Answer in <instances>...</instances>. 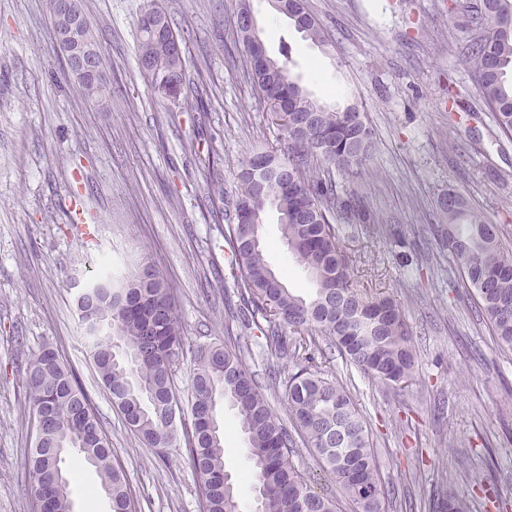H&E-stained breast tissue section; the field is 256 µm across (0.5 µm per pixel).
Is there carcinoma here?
<instances>
[{
    "label": "carcinoma",
    "mask_w": 512,
    "mask_h": 512,
    "mask_svg": "<svg viewBox=\"0 0 512 512\" xmlns=\"http://www.w3.org/2000/svg\"><path fill=\"white\" fill-rule=\"evenodd\" d=\"M289 2L297 32L328 52L332 43L304 0ZM147 11L167 32L158 37L140 29L139 68L160 98L169 99L174 88L185 98L186 60L174 51L178 34L153 0ZM480 11L486 34L468 48L467 62L496 126L512 137V0H481ZM288 52L285 44L282 58L249 62L256 93L271 125L282 131L285 147L257 150L242 162L235 223L224 228V257L251 323L259 329L267 324L268 354L294 364L284 382L291 426L280 421L265 395L266 387L276 385V373L268 374L267 384L260 382L247 365L252 353L241 335L232 348L213 342L197 349L191 422L176 426L181 325L174 289L153 266L130 271L112 285L107 280L113 274L105 273L78 297L77 310L93 366L130 430L161 455L183 434L202 512H240L239 488L224 464L220 400L235 410L247 438L257 512H339L336 496L314 491L308 473L294 464L299 442L356 512H383L390 493L379 478L366 423L344 387L313 365L320 334L345 362L374 380L399 386L412 379L415 356L401 313L389 298L369 301L359 293L336 224L374 223L365 202L341 195L333 176L367 158L372 129L357 106L331 108L313 98L288 71ZM455 199L450 204L447 196L440 198L437 233L475 291L493 336L512 349V251L502 246L497 225L473 211L463 196ZM269 206L278 213L282 241L308 272L306 296L293 293L265 259L260 224ZM93 305L111 306L112 332L86 316ZM289 329L295 335H288ZM26 383L34 425L28 460L33 512H73L70 485L84 466L100 478L110 512H137L90 398L53 349L29 361ZM68 457L73 465L66 469Z\"/></svg>",
    "instance_id": "cac0c4a2"
}]
</instances>
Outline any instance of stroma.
<instances>
[{"instance_id": "1", "label": "stroma", "mask_w": 512, "mask_h": 512, "mask_svg": "<svg viewBox=\"0 0 512 512\" xmlns=\"http://www.w3.org/2000/svg\"><path fill=\"white\" fill-rule=\"evenodd\" d=\"M184 39L187 100H158L137 65L147 0H82L100 45L107 89L87 100L56 47L46 0H0V512H32L33 446L27 363L51 346L88 393L138 512H200L184 442L158 458L125 425L88 358L76 303L101 260L117 271L154 265L176 295L183 346L177 385L190 392L199 345L240 331V302L225 293L224 227L242 161L277 131L246 75L235 25L239 0H157ZM480 0H306L333 40L323 53L269 0H251L271 56L319 101L356 104L373 129L363 165L337 175L382 231L343 229L365 299L397 304L416 350L403 386L365 376L328 338L316 364L346 387L368 422L386 512H438L453 493L470 512H497L471 482L484 476L512 500V351L477 308L451 252L434 236L438 198L461 194L497 224L512 249V139L495 128L466 64L486 23ZM84 210L76 224L70 198ZM267 209L260 233L289 288L307 274ZM227 471L242 512H253L247 445L224 412Z\"/></svg>"}]
</instances>
